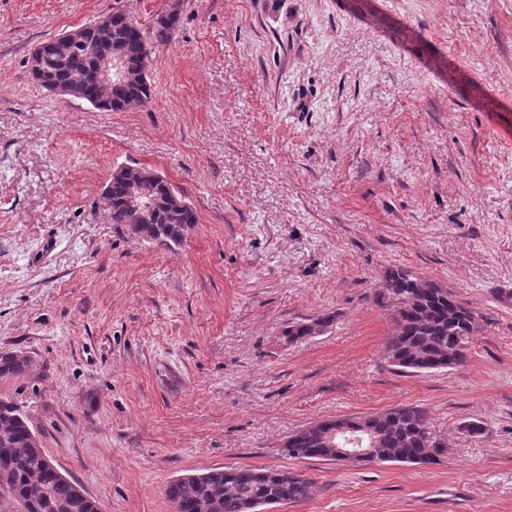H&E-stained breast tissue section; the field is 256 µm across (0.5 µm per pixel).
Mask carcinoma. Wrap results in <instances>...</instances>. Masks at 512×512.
Returning a JSON list of instances; mask_svg holds the SVG:
<instances>
[{"instance_id": "1", "label": "carcinoma", "mask_w": 512, "mask_h": 512, "mask_svg": "<svg viewBox=\"0 0 512 512\" xmlns=\"http://www.w3.org/2000/svg\"><path fill=\"white\" fill-rule=\"evenodd\" d=\"M178 21L175 12L156 15L151 33L122 8L112 11V28L93 31L84 46L57 49L53 40L43 42L44 55L29 77L50 92L54 86L86 78L97 66L101 53L109 45L125 43L132 70L144 66V49L168 41ZM149 78L125 87L113 88L112 99L104 112L122 111L132 104L151 98ZM112 223L139 224L137 235L147 241L183 243L187 230L198 223L196 212L174 185L158 176L154 197L158 204L146 219L137 220L128 205L127 182L111 175L104 188ZM379 298L394 308L395 333L386 353L389 363L404 374L428 373L450 369L468 347L476 333L475 312L446 288L403 269L390 270ZM328 317L303 319L283 331L288 343L298 342L323 332ZM28 358L15 352H0V376L26 373ZM336 419H324L288 437L283 451L295 460L328 459V434ZM355 424L374 429L382 463L437 464L447 454L442 442L430 438L426 412L410 407L356 418ZM47 455L20 407L0 398V509L3 512H100L99 506L84 488L57 467L46 463ZM310 479L274 468H214L172 481L166 495L176 512H257L262 506L301 502L309 497Z\"/></svg>"}]
</instances>
